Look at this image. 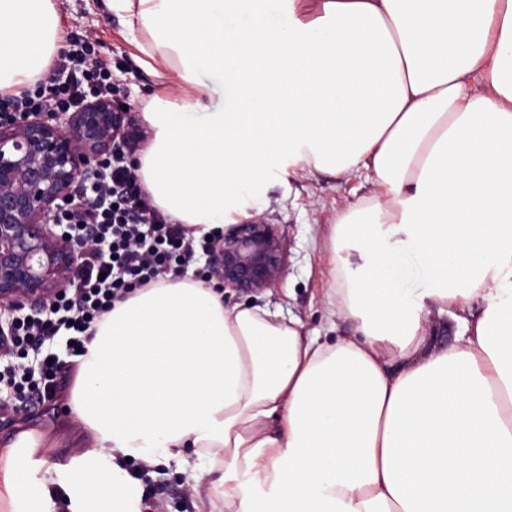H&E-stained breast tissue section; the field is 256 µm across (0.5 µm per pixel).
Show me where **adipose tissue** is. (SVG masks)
<instances>
[{"mask_svg": "<svg viewBox=\"0 0 512 512\" xmlns=\"http://www.w3.org/2000/svg\"><path fill=\"white\" fill-rule=\"evenodd\" d=\"M106 6L168 69L136 172L173 223L223 233L285 160L372 172L324 246L356 330L135 290L71 359L77 452L0 444V512H141L133 458L214 476L210 512H512V0ZM59 9L0 0V95L46 72ZM457 325L456 322L448 315L447 319L438 320L433 318V326L431 335L435 336V341L440 345L448 348L456 344L457 336Z\"/></svg>", "mask_w": 512, "mask_h": 512, "instance_id": "ef3b65f1", "label": "adipose tissue"}]
</instances>
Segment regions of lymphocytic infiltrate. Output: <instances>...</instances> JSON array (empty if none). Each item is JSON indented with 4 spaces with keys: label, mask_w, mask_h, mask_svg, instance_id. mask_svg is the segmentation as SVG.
I'll list each match as a JSON object with an SVG mask.
<instances>
[{
    "label": "lymphocytic infiltrate",
    "mask_w": 512,
    "mask_h": 512,
    "mask_svg": "<svg viewBox=\"0 0 512 512\" xmlns=\"http://www.w3.org/2000/svg\"><path fill=\"white\" fill-rule=\"evenodd\" d=\"M114 92L112 70L95 43L80 40L34 88L0 98V116L72 112ZM102 167L104 181H86L82 204L62 206L57 215L61 229L85 247L76 269L41 311L11 317L10 352L0 358V402L12 407L56 401L62 355L83 352L114 302L161 279H183L213 254L212 236H194L148 203L124 155L106 158Z\"/></svg>",
    "instance_id": "obj_1"
}]
</instances>
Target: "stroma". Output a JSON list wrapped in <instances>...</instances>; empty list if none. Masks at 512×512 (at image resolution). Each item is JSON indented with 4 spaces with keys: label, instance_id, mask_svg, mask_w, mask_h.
Listing matches in <instances>:
<instances>
[{
    "label": "stroma",
    "instance_id": "35a3bbf8",
    "mask_svg": "<svg viewBox=\"0 0 512 512\" xmlns=\"http://www.w3.org/2000/svg\"><path fill=\"white\" fill-rule=\"evenodd\" d=\"M60 25L67 36H93L102 45L99 56L110 64L118 86L117 98L128 106L136 122L158 92L163 64L143 67L134 37L121 18L111 13L104 0H61ZM371 190L365 176L348 179L323 173L308 175L296 167L283 168L269 182L263 198L247 208L248 220L260 219L278 225L288 241V265L279 285L257 295L225 291L226 306L261 307L282 318L301 321L306 332L322 337L329 332L345 336L354 325L331 319L324 295L328 270L324 257V235L339 213L353 207ZM70 414L65 404L55 412L35 407L28 412L0 419V439L14 436L21 426L48 429ZM153 479L161 490L156 495L157 512H209L213 487L210 479L198 478L192 470L157 465Z\"/></svg>",
    "mask_w": 512,
    "mask_h": 512
}]
</instances>
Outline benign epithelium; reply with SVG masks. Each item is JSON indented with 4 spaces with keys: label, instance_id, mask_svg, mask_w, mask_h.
<instances>
[{
    "label": "benign epithelium",
    "instance_id": "7a95c632",
    "mask_svg": "<svg viewBox=\"0 0 512 512\" xmlns=\"http://www.w3.org/2000/svg\"><path fill=\"white\" fill-rule=\"evenodd\" d=\"M141 130L110 97L76 112H29L0 120V314L45 306L69 279L83 245L61 235L52 216L80 183L98 177L100 162L133 153ZM288 253L274 224H234L210 263L212 277L257 294L282 277Z\"/></svg>",
    "mask_w": 512,
    "mask_h": 512
}]
</instances>
